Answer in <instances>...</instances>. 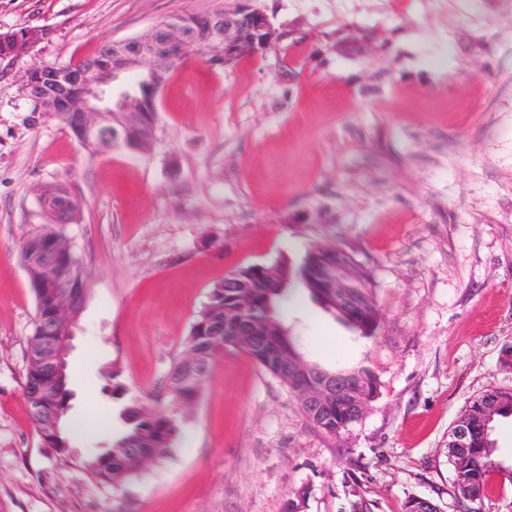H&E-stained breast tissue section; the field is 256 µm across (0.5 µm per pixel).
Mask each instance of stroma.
I'll return each instance as SVG.
<instances>
[{
    "label": "stroma",
    "mask_w": 512,
    "mask_h": 512,
    "mask_svg": "<svg viewBox=\"0 0 512 512\" xmlns=\"http://www.w3.org/2000/svg\"><path fill=\"white\" fill-rule=\"evenodd\" d=\"M236 0H0V32L47 30L0 59V512H464L448 431L467 402L512 390V0H257L289 36L232 67L191 58L157 97L155 144L95 155L20 77L93 56L171 16ZM64 186L75 224H54ZM90 277L73 327L74 461L45 447L23 387L35 295L19 246L47 228ZM370 273L366 338L300 282L284 300L305 358L369 368L379 394L339 436L310 425L287 383L248 354L217 356L183 436L123 488L77 459L163 386L212 285L239 267H300L316 247ZM118 371L121 397L108 395ZM500 471L481 512H512V416L491 433Z\"/></svg>",
    "instance_id": "1"
}]
</instances>
